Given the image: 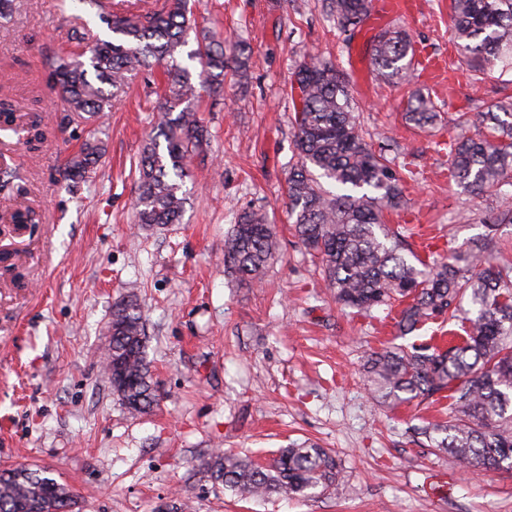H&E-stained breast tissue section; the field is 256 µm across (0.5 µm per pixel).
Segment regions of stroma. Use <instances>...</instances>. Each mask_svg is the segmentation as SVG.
<instances>
[{
    "label": "stroma",
    "mask_w": 512,
    "mask_h": 512,
    "mask_svg": "<svg viewBox=\"0 0 512 512\" xmlns=\"http://www.w3.org/2000/svg\"><path fill=\"white\" fill-rule=\"evenodd\" d=\"M451 0H418L406 27L415 43L455 61ZM199 26L247 43L244 79L202 93L208 130L192 158L181 223L144 231L134 218L135 164L153 127L157 71L129 81L127 97L95 121L107 148L95 172L67 188L60 170L86 136L68 123L48 84L55 58L108 38L99 20L62 0H15L0 18V93L37 112L45 138L30 146L10 131L19 189L0 191V213L26 195L40 215L14 236L24 287L0 278V470L52 469L73 491L75 512H512V476H463L412 429L448 421L450 409L377 405L364 385L368 347L392 339L391 323L342 312L288 222L286 180L294 156L295 69L333 62L357 101L368 141L420 172L393 225H425L420 258L467 249L486 231L494 198L448 177L437 142L454 133L464 101L482 110L512 97V78L491 73L471 90L462 75L435 83L439 128L403 117L416 77L371 79L324 0H190ZM246 208L276 225L281 256L263 287L224 271V237ZM135 290L158 404L131 414L104 369L113 304ZM304 440L333 449L345 472L338 494L306 501H245L213 484L203 464L218 450L261 461Z\"/></svg>",
    "instance_id": "35a3bbf8"
}]
</instances>
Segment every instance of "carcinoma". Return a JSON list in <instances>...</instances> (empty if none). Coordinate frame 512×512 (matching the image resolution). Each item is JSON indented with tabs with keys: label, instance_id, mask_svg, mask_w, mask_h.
Listing matches in <instances>:
<instances>
[{
	"label": "carcinoma",
	"instance_id": "obj_1",
	"mask_svg": "<svg viewBox=\"0 0 512 512\" xmlns=\"http://www.w3.org/2000/svg\"><path fill=\"white\" fill-rule=\"evenodd\" d=\"M78 3L116 38H97L83 56L54 66L50 90L69 122L90 125L123 97L132 73L162 69L156 123L136 165L135 220L145 229L177 224L189 163L206 142L196 110L200 88H223L228 69L244 68L245 48L217 30L199 33L197 47L187 52L200 67L195 77L180 61L196 28L189 0ZM326 6L336 26L348 32L363 25L373 0H326ZM451 22L453 44L468 71L477 77L496 68L502 76L512 72V0H451ZM412 52L405 28L380 30L372 46L375 78L390 83L405 77ZM290 98L297 162L288 173V213L298 242L320 259L319 273L336 305L357 314L400 306L401 338L438 317L467 324L464 341L446 349L392 342L369 351L362 365L369 394L386 407L450 400L452 420L419 429L430 447L452 456L465 471L512 472V267L489 260L496 227L512 223V100L461 112L460 125L486 134L460 136L448 153V173L458 184L499 202L488 234L466 252L425 261L384 222V213L405 207L406 184L417 181V174L402 171L367 142L344 74L314 56L294 73ZM15 112L11 98H0V121L16 132ZM406 119L422 129L433 127L437 112L431 97L412 96ZM104 151L97 133L89 132L62 180L86 181ZM33 214L24 199L9 212L15 224L32 220ZM279 256L275 226L256 210H243L224 239L227 273L257 285ZM111 328L105 362L118 361L122 370L120 385L112 390L129 412L143 413L156 404V395L135 294L113 304ZM208 472L224 489L255 499L331 496L344 481L333 452L309 441L264 462L218 452ZM74 504L70 488L46 470L21 466L0 473V512H72Z\"/></svg>",
	"mask_w": 512,
	"mask_h": 512
}]
</instances>
